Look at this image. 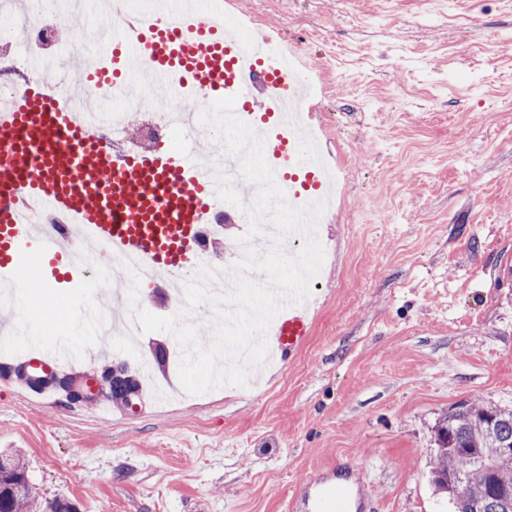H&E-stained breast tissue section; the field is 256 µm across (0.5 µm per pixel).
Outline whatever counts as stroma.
Instances as JSON below:
<instances>
[{
	"label": "stroma",
	"instance_id": "35a3bbf8",
	"mask_svg": "<svg viewBox=\"0 0 512 512\" xmlns=\"http://www.w3.org/2000/svg\"><path fill=\"white\" fill-rule=\"evenodd\" d=\"M298 48L317 81L306 118L339 198L313 334L257 385L135 405L28 395L0 376V450L20 453L38 512H290L329 465L366 481L370 512H447L428 472L432 428L458 401L512 407V0H230ZM14 362L33 326L133 373L167 332L102 352L16 307Z\"/></svg>",
	"mask_w": 512,
	"mask_h": 512
}]
</instances>
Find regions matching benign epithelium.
<instances>
[{"label":"benign epithelium","mask_w":512,"mask_h":512,"mask_svg":"<svg viewBox=\"0 0 512 512\" xmlns=\"http://www.w3.org/2000/svg\"><path fill=\"white\" fill-rule=\"evenodd\" d=\"M17 371L23 374L30 386L40 388L47 384H53L59 389L66 392V397L70 401H85L91 400L98 395L116 393L118 395H125L127 402H132V397L136 393L131 391V386L134 383L133 375L130 374L128 369L123 365H116L108 370L101 376H96L95 384L86 386L83 381L74 378L69 373L59 374L57 372L44 373L42 375H35L30 370L23 367H18L14 370L10 366L3 364L0 366V375H10L12 372Z\"/></svg>","instance_id":"7a95c632"}]
</instances>
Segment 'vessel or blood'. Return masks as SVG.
<instances>
[{
  "label": "vessel or blood",
  "instance_id": "1",
  "mask_svg": "<svg viewBox=\"0 0 512 512\" xmlns=\"http://www.w3.org/2000/svg\"><path fill=\"white\" fill-rule=\"evenodd\" d=\"M159 16L119 29L113 36V65L138 70L144 86L159 93L184 84L204 98L237 96L246 121L267 115L261 128L264 151L276 160L281 186L292 200L317 197L322 174L312 164L310 140L296 121L304 111L309 81L304 63L269 60L265 45L241 47L225 33L223 4L202 14L197 0H160ZM83 73L98 80L105 94L132 96L133 86L113 80L98 59ZM72 100L23 91L0 109V282L15 285L19 275L47 268L55 281L71 280L81 251L108 248L152 270L181 268L202 251L201 227L211 214L217 185L197 162L176 154L113 157L71 120ZM34 201L62 216L52 228L24 223L20 203ZM313 320L303 304L279 312L267 331L278 359L301 349ZM22 364L53 370L68 362L83 365L84 352L60 343L32 341L20 352ZM362 477L347 465H334L306 482L296 512H365Z\"/></svg>",
  "mask_w": 512,
  "mask_h": 512
}]
</instances>
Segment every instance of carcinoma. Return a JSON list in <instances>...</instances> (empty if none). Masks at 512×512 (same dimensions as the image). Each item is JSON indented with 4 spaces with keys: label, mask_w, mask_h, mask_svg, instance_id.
<instances>
[{
    "label": "carcinoma",
    "mask_w": 512,
    "mask_h": 512,
    "mask_svg": "<svg viewBox=\"0 0 512 512\" xmlns=\"http://www.w3.org/2000/svg\"><path fill=\"white\" fill-rule=\"evenodd\" d=\"M431 484L448 494L453 512H512V409L480 400L461 402L435 426ZM0 464V512H33L25 462L6 455Z\"/></svg>",
    "instance_id": "cac0c4a2"
}]
</instances>
